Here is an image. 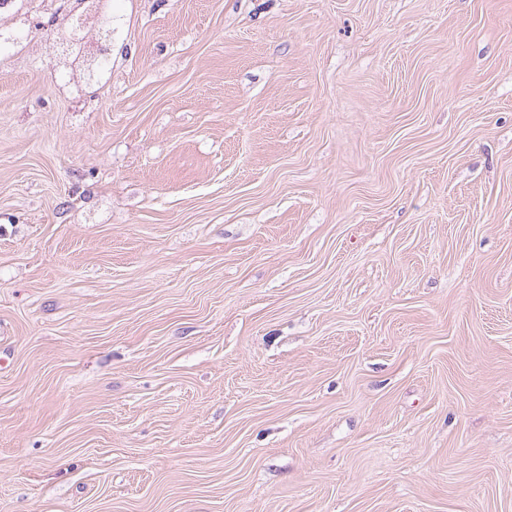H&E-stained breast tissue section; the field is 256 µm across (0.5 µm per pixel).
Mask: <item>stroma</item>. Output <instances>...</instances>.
Listing matches in <instances>:
<instances>
[{"label":"stroma","instance_id":"1","mask_svg":"<svg viewBox=\"0 0 512 512\" xmlns=\"http://www.w3.org/2000/svg\"><path fill=\"white\" fill-rule=\"evenodd\" d=\"M0 512H512V0L1 56ZM112 51L111 47H109L102 56L97 60L93 69L85 68L79 81L81 85L78 87L75 86L76 90L79 92H87L98 86L103 79L108 74H111L112 71V53L108 52ZM93 73V75H92ZM78 81V82H79Z\"/></svg>","mask_w":512,"mask_h":512}]
</instances>
